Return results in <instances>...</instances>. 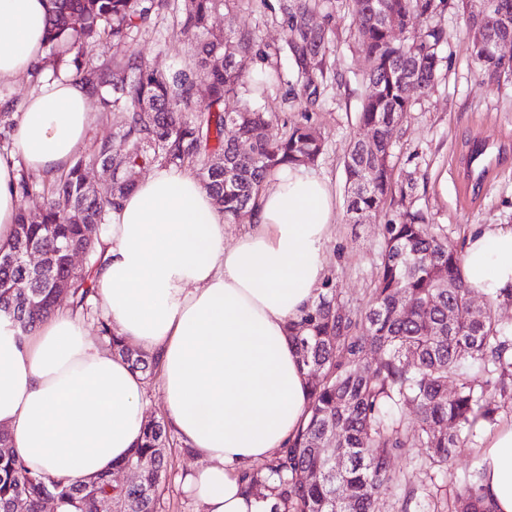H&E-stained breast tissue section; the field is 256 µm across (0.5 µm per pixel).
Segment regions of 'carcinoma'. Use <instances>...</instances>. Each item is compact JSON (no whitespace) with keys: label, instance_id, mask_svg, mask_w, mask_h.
<instances>
[{"label":"carcinoma","instance_id":"obj_1","mask_svg":"<svg viewBox=\"0 0 512 512\" xmlns=\"http://www.w3.org/2000/svg\"><path fill=\"white\" fill-rule=\"evenodd\" d=\"M345 1L367 62L366 82L377 87V94L363 98L358 116L363 128L373 130V144L366 149L361 138L354 139L345 160L347 209L360 219L378 212L392 191L393 135L412 107L402 79L411 74L429 91L446 41L437 26L399 41L383 17L405 27L412 19L441 13L448 0H279L292 78L310 97L324 77L328 44L326 29L314 32L310 19L320 12L332 19ZM238 2L55 0L49 44L75 52V80L99 96L104 108L120 112L119 131L129 149L115 154L111 141L95 142L89 154L52 180L40 213L19 208L5 252L18 257L33 247L46 261L39 280L20 259L0 264V317L22 333L32 332L54 310L57 281L69 284L72 310L91 313L89 299L96 291L91 271L103 263L97 245L116 199L134 184H122L105 197L92 195L87 166L109 172L192 169L232 224L250 210L270 175L285 166L312 165L322 154V135L308 121L285 128L276 140L267 136L273 115L253 101L264 93V81L248 83L239 66V59L261 53L252 32L210 27L215 12ZM167 11L179 14L181 32L195 38L189 64L168 74L135 58L93 64L91 52L100 40L124 41ZM472 53L487 79L512 74V60L492 48L474 43ZM230 97L242 98L241 106L227 109ZM242 140L251 143L250 153L240 152ZM89 224L98 227L92 239L86 236ZM79 252L88 254L89 267L73 265L71 254ZM462 262L447 238L431 230L428 217L407 207L397 223L384 225L373 303L364 315L354 319L327 280L317 300L289 325L288 339L307 374L308 418L288 447L242 474L247 491L269 502L267 512H375L379 498L399 488L392 466L398 453L428 448L421 467L446 468L464 450L463 431L495 421L499 406L486 400V386L495 376L504 395L506 380L512 381V327L492 317V298L482 315L471 313ZM450 309L457 312L452 323ZM97 324L112 353L149 380L155 358L116 335L108 320L99 317ZM473 371L485 380L472 379ZM404 406L415 409L416 426H405L399 416ZM167 441L166 424L148 419L141 443L117 466L134 471L132 481L120 485L102 474L66 482L32 472L1 428L0 512H14L20 497L27 512H43L48 498L73 512H97L104 499L112 500L113 512H163L159 488L167 478ZM335 453L346 460L337 476L331 474ZM483 477L481 468L467 475L450 512H493L483 495ZM341 482L351 489L346 499L336 493Z\"/></svg>","mask_w":512,"mask_h":512}]
</instances>
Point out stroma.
<instances>
[{"label":"stroma","mask_w":512,"mask_h":512,"mask_svg":"<svg viewBox=\"0 0 512 512\" xmlns=\"http://www.w3.org/2000/svg\"><path fill=\"white\" fill-rule=\"evenodd\" d=\"M278 0H245L240 9L213 17L218 29H248L255 35L260 55L244 61L246 74L279 71L256 103L275 119L268 129L279 136L283 123L310 121L321 132L324 150L311 171L326 180L335 198L334 230L324 244L326 273L339 300L353 315L365 312L372 300L374 281L381 263L383 229L396 220L403 207L423 211L435 231L463 250L469 233L480 224L512 226V77L484 82L471 53L473 34L461 11L448 8L434 17L447 36L442 64L434 88L416 96L393 138L396 193L370 222L356 224L347 212L344 161L354 138L361 136L357 112L366 93L362 76L367 63L355 47L356 26L348 10L339 11L331 23L332 42L327 56L325 90L315 104H308L287 77L292 69L285 52V27L277 12ZM131 54L166 73L179 68L191 54V41L181 34L174 13H165L157 28L144 30L122 42L105 41L95 50L98 60L109 61ZM70 67L58 61L57 50L46 47L37 74L0 82V110L19 115L29 96L51 81L71 77ZM499 146L494 167L479 191L466 192L463 158L471 141ZM168 475L161 486L165 512H203L199 502L185 492L181 476L197 463L183 450L176 434L167 444ZM425 449L408 448L395 457L393 468L400 490L382 497L377 512H401L402 492L415 490L427 503L430 483L456 493L465 474L481 465L475 438L447 470L427 479L419 467Z\"/></svg>","instance_id":"35a3bbf8"}]
</instances>
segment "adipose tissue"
<instances>
[{
    "label": "adipose tissue",
    "instance_id": "adipose-tissue-1",
    "mask_svg": "<svg viewBox=\"0 0 512 512\" xmlns=\"http://www.w3.org/2000/svg\"><path fill=\"white\" fill-rule=\"evenodd\" d=\"M52 8L0 0V82L42 58ZM93 118L88 90L70 79L29 97L0 155V247L14 235L23 173L67 167ZM335 218L329 185L302 166L265 183L230 246L223 212L186 169H156L112 209L96 302L116 335L157 359L167 422L202 461L183 488L205 512H263L241 475L307 420L288 324L318 297ZM462 273L475 293L512 298V227H476ZM145 412L140 375L68 308L29 335L0 320V424L33 471L71 481L112 472L140 443ZM479 448L486 499L512 512V422Z\"/></svg>",
    "mask_w": 512,
    "mask_h": 512
}]
</instances>
